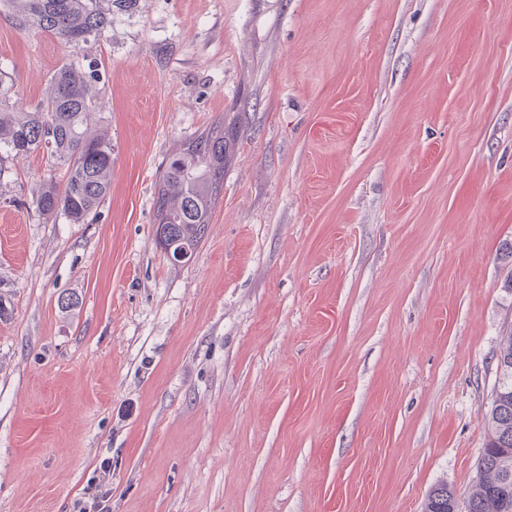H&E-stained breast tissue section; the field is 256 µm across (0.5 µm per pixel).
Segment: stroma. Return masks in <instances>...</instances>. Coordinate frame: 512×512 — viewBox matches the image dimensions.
<instances>
[{
  "mask_svg": "<svg viewBox=\"0 0 512 512\" xmlns=\"http://www.w3.org/2000/svg\"><path fill=\"white\" fill-rule=\"evenodd\" d=\"M65 63L112 185L73 224L32 206L43 154L0 178V512L466 499L512 328V0H136L76 48L0 10L23 109ZM220 121L176 264L159 178ZM224 122L183 144L159 181L155 237L161 229L179 240L188 261L202 241L224 187V166L230 150ZM457 497L448 485L434 487L427 495L425 512H456Z\"/></svg>",
  "mask_w": 512,
  "mask_h": 512,
  "instance_id": "35a3bbf8",
  "label": "stroma"
}]
</instances>
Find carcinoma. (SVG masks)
<instances>
[{
	"mask_svg": "<svg viewBox=\"0 0 512 512\" xmlns=\"http://www.w3.org/2000/svg\"><path fill=\"white\" fill-rule=\"evenodd\" d=\"M19 4L17 25H34L77 47L101 37L111 23L112 4L132 0H7ZM96 70L80 73L64 64L52 75L43 100L31 111H0V147L14 155L41 152L66 167L65 181L51 178L33 195L35 211L82 224L106 198L112 179V142L88 135L97 106L86 92ZM229 132L218 123L183 144L159 181L155 229L178 240L186 258L202 241L224 187ZM497 364L503 366L485 415L489 436L468 491L467 512H512V330L500 337ZM425 512H457L446 485L427 495Z\"/></svg>",
	"mask_w": 512,
	"mask_h": 512,
	"instance_id": "1",
	"label": "carcinoma"
}]
</instances>
